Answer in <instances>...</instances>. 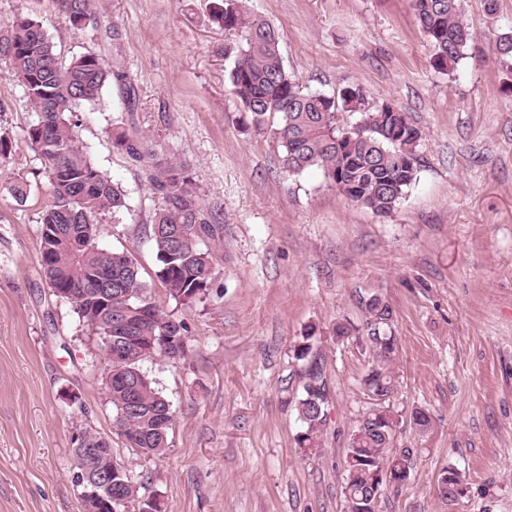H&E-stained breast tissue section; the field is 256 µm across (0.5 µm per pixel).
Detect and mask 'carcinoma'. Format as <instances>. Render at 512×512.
<instances>
[{
  "label": "carcinoma",
  "instance_id": "carcinoma-1",
  "mask_svg": "<svg viewBox=\"0 0 512 512\" xmlns=\"http://www.w3.org/2000/svg\"><path fill=\"white\" fill-rule=\"evenodd\" d=\"M62 17L80 26L94 16L93 0H52ZM246 0H212L213 24L242 41L224 47L232 59L228 74L242 108V122L263 129L267 118H279L274 135L282 148L284 172L299 175L311 167L350 201L376 214L390 212L417 180L416 147L420 130L407 114L388 101L367 106L362 90L347 87L339 95L304 91L283 62L279 35L267 21L248 15ZM423 32L433 47V63L444 69L466 56L476 36L464 20L463 0H410ZM5 59L24 87L33 120L25 133L38 153L52 194V203L40 217V266L52 295L72 305L83 325L105 339L114 314L128 318L132 335L177 360L187 355L180 346L169 351L170 338L188 336L187 324L160 308L148 293L141 266L127 250L99 245L100 224L129 210L121 184L89 155L76 133L80 109L100 100L113 84L124 109L134 110L138 85L127 71L112 70L96 53L87 51L62 60L35 13L21 14L0 25V59ZM343 112L361 115L360 126L341 123ZM123 116L112 123V147L142 167L152 194L158 200L145 233L159 263L157 277L166 294L185 306L213 296L215 273L211 249L224 242V225L206 207L193 187L188 168L169 158L145 136L120 131ZM112 283V297L101 294L96 282ZM363 328L336 324V339L354 338L370 349L364 384L373 400L350 435L344 460L343 494L347 512L360 508L376 512L384 488L407 480L414 464L411 448H394L398 416L390 407L397 386L393 364L399 348L392 332L393 310L378 295L362 302ZM312 336L293 344L298 362L295 375L300 392L294 406L303 423L296 438L308 453L320 448L324 410L329 390L321 356L313 350ZM149 353L134 352L123 361L106 362L112 386H103L128 445L142 456L162 457L169 448L173 412L170 403L141 370ZM136 383L134 389L119 378ZM73 449V482L87 489L101 459L86 448L112 452L110 442L83 429ZM123 503L106 512H161L158 497L141 493V484L125 466ZM440 495L451 502L462 494L464 483L452 467L441 473Z\"/></svg>",
  "mask_w": 512,
  "mask_h": 512
}]
</instances>
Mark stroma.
<instances>
[{
    "instance_id": "stroma-1",
    "label": "stroma",
    "mask_w": 512,
    "mask_h": 512,
    "mask_svg": "<svg viewBox=\"0 0 512 512\" xmlns=\"http://www.w3.org/2000/svg\"><path fill=\"white\" fill-rule=\"evenodd\" d=\"M209 6L94 0L77 29L52 0H0V24L36 13L63 58L92 50L134 76L137 129L188 165L224 226L214 254L220 298L190 307L169 299L145 235L157 200L142 169L112 147L117 88L79 112L82 142L130 203L119 221L103 220L100 245L130 250L156 303L189 327L186 359L142 363L174 420L166 455L138 456L102 393L100 337L41 274L39 221L52 196L26 139L24 88L0 60V133L13 143L0 166V512H82L72 480L79 426L108 439L167 512H346L344 459L371 404L369 352L336 340L335 328L361 325L371 294L394 310L395 445L415 451L408 480L383 492L378 512H512V59L493 50L512 30V0L493 18L482 0H465L476 41L443 71L408 0H250L307 90L360 87L421 130L418 179L383 215L345 198L321 169L282 173L271 130L243 129L227 38ZM19 178L30 185L22 206L10 195ZM308 332L330 392L312 455L296 443L291 403L290 348ZM417 408L427 430L410 420ZM449 466L466 487L451 504L438 490Z\"/></svg>"
}]
</instances>
